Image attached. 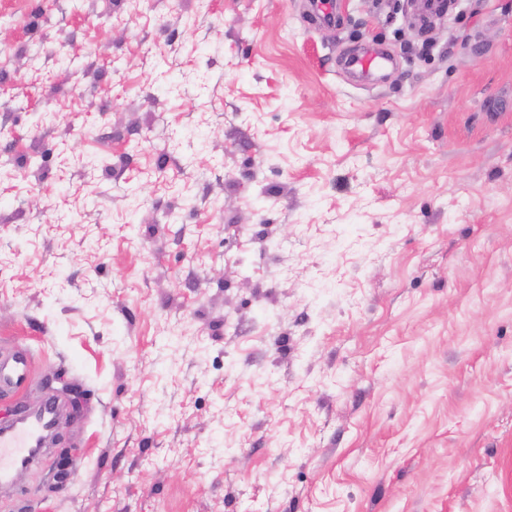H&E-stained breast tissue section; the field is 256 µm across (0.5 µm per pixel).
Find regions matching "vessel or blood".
<instances>
[{
	"label": "vessel or blood",
	"mask_w": 512,
	"mask_h": 512,
	"mask_svg": "<svg viewBox=\"0 0 512 512\" xmlns=\"http://www.w3.org/2000/svg\"><path fill=\"white\" fill-rule=\"evenodd\" d=\"M390 57L380 50H366L346 59L350 71L372 74L380 71ZM29 375V358L17 351L0 357V390L21 386ZM48 431L46 420L38 411L27 408L7 424L0 425V485L10 484L15 474L34 463L41 455Z\"/></svg>",
	"instance_id": "obj_1"
}]
</instances>
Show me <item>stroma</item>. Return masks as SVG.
<instances>
[{"mask_svg": "<svg viewBox=\"0 0 512 512\" xmlns=\"http://www.w3.org/2000/svg\"><path fill=\"white\" fill-rule=\"evenodd\" d=\"M455 2L0 0V423L80 395L0 512H512V0ZM391 58L380 50H366L351 54L346 59L347 67L356 74H372L384 68ZM29 375V358L23 351L0 357V390L21 386Z\"/></svg>", "mask_w": 512, "mask_h": 512, "instance_id": "1", "label": "stroma"}]
</instances>
